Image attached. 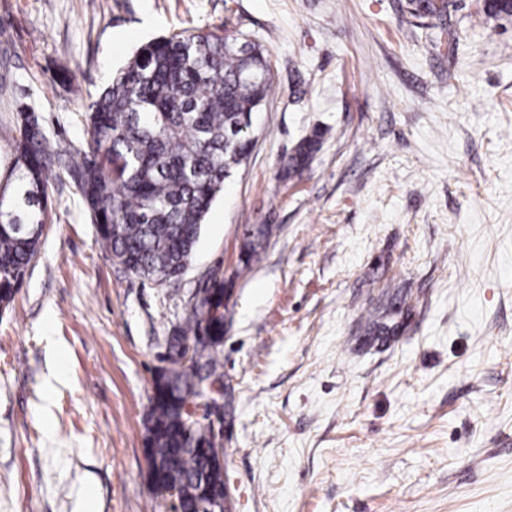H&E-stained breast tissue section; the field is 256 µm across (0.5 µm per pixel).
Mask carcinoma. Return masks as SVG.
Here are the masks:
<instances>
[{"instance_id":"1","label":"carcinoma","mask_w":512,"mask_h":512,"mask_svg":"<svg viewBox=\"0 0 512 512\" xmlns=\"http://www.w3.org/2000/svg\"><path fill=\"white\" fill-rule=\"evenodd\" d=\"M414 17L441 20L446 0H408ZM488 15H512V0H484ZM272 86L262 44L237 30L176 32L142 46L88 104L86 139L54 158L36 110L24 107L13 130L10 182L0 186V307L14 299L42 245L49 187L74 188L97 242L111 259L157 285L174 286L198 244L224 181L249 157L245 117ZM319 143L303 139L288 158L299 175ZM267 236L259 226L244 244V266ZM205 331L214 348L187 367L180 340ZM166 366L154 379L146 447L159 460L152 479L178 488L181 512H199L205 494L224 488V462L202 428L189 429L183 405L203 398L204 381L224 376V277L212 273L185 326L167 338Z\"/></svg>"}]
</instances>
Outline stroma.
I'll use <instances>...</instances> for the list:
<instances>
[{
    "mask_svg": "<svg viewBox=\"0 0 512 512\" xmlns=\"http://www.w3.org/2000/svg\"><path fill=\"white\" fill-rule=\"evenodd\" d=\"M447 2L448 37L408 0H0V184L20 103L50 152L80 145L90 94L170 32L232 22L273 72L179 287L113 263L51 187L0 310V512H170L144 418L218 268L233 512H512V16ZM319 143L318 134L303 139L295 148L294 154L288 158V175H299L308 166Z\"/></svg>",
    "mask_w": 512,
    "mask_h": 512,
    "instance_id": "35a3bbf8",
    "label": "stroma"
}]
</instances>
